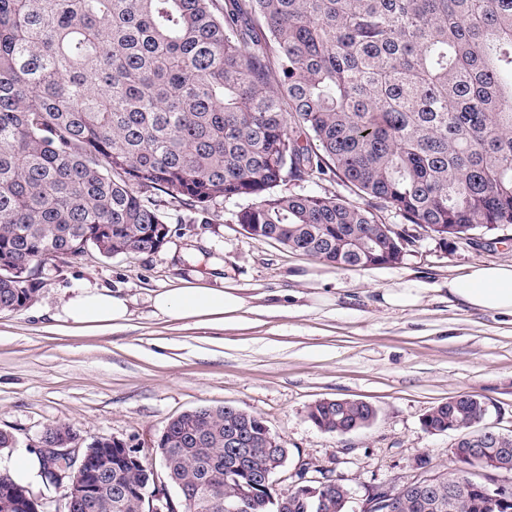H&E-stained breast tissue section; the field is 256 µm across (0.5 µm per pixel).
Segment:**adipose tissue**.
<instances>
[{"label": "adipose tissue", "mask_w": 512, "mask_h": 512, "mask_svg": "<svg viewBox=\"0 0 512 512\" xmlns=\"http://www.w3.org/2000/svg\"><path fill=\"white\" fill-rule=\"evenodd\" d=\"M449 297L474 311H493L512 316V262L479 264L449 278ZM243 297L221 288L189 284L154 293L151 305L156 316L172 321L221 322L244 308ZM126 299L110 290L88 286L63 303V321L94 331L108 330L128 320Z\"/></svg>", "instance_id": "adipose-tissue-1"}]
</instances>
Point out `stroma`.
Wrapping results in <instances>:
<instances>
[{"label": "stroma", "instance_id": "stroma-1", "mask_svg": "<svg viewBox=\"0 0 512 512\" xmlns=\"http://www.w3.org/2000/svg\"><path fill=\"white\" fill-rule=\"evenodd\" d=\"M280 190L363 203L332 175ZM239 207L229 200L200 215L168 206L171 238L158 253L92 250L47 263L32 302L0 310V431L14 441L0 450V467L35 453L57 423L87 442L118 439L153 466L173 418L228 404L258 414L290 448L276 489L293 486L305 463L309 476L339 479L349 512H361L373 487L453 468L456 432L423 428L432 407L479 395L490 405L484 426L512 434V317L448 297L449 277L469 265L512 262V224L448 245L424 233L400 263L358 270L253 238L232 219ZM187 283L233 291L247 305L221 326L155 316L154 292ZM88 285L128 300L123 328L93 333L58 320L62 301ZM408 286L421 289V303L383 304L385 289ZM325 398L368 402L376 418L344 436L321 430L307 412Z\"/></svg>", "mask_w": 512, "mask_h": 512}]
</instances>
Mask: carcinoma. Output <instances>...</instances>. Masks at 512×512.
Here are the masks:
<instances>
[{"instance_id":"obj_1","label":"carcinoma","mask_w":512,"mask_h":512,"mask_svg":"<svg viewBox=\"0 0 512 512\" xmlns=\"http://www.w3.org/2000/svg\"><path fill=\"white\" fill-rule=\"evenodd\" d=\"M328 173L336 195L279 194L288 178ZM204 213L244 202L233 219L257 238L336 267L401 261L413 235L383 230L388 209L446 244L512 224V0H0V310H21L41 267L95 249L152 255L171 234L157 200ZM485 401L465 394L424 417L430 433L465 426ZM364 401L309 407L318 428L368 426ZM249 426L237 479L224 436ZM83 470L42 483L88 487L68 512H142L151 467L96 437ZM156 453L177 512H341L262 483L270 447L233 405L172 419ZM469 466L496 471L491 454ZM396 512H512L482 484L448 505V478ZM38 508L0 473V512Z\"/></svg>"}]
</instances>
